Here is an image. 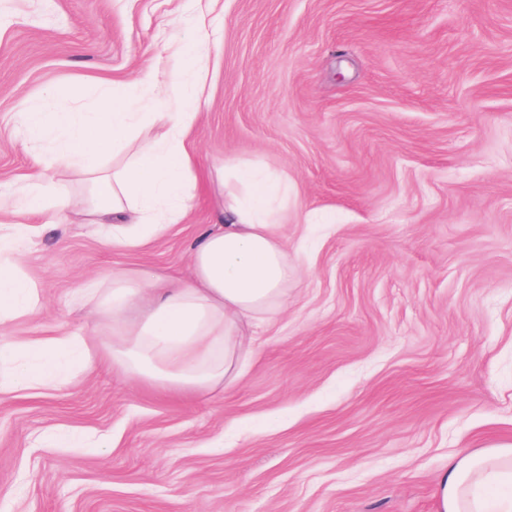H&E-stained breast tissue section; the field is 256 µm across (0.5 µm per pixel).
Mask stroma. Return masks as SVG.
Returning <instances> with one entry per match:
<instances>
[{"instance_id": "stroma-1", "label": "stroma", "mask_w": 512, "mask_h": 512, "mask_svg": "<svg viewBox=\"0 0 512 512\" xmlns=\"http://www.w3.org/2000/svg\"><path fill=\"white\" fill-rule=\"evenodd\" d=\"M188 66L186 220L128 252L35 216L13 335L89 334L80 276H187L225 157L287 177L301 274L225 392L105 364L0 398V512H436L449 456L512 445V0H0V200L50 155L19 113L149 112Z\"/></svg>"}]
</instances>
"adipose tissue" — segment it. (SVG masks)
<instances>
[{
    "label": "adipose tissue",
    "instance_id": "1",
    "mask_svg": "<svg viewBox=\"0 0 512 512\" xmlns=\"http://www.w3.org/2000/svg\"><path fill=\"white\" fill-rule=\"evenodd\" d=\"M197 119L186 104L162 100L155 111L141 112L132 96L115 93L96 112H26L19 121L28 140L53 143V164L88 175L91 191L80 211L102 243L134 249L187 217L194 157L186 142ZM114 145L126 159L111 170L100 151ZM223 172L244 192L225 199L214 229L200 236L188 258L189 280L115 270L74 288V301L92 315L89 339L9 333L17 320L42 310L18 244L37 232L27 218L45 209V173L22 176L24 205L0 210L8 217L0 224V396L55 387L58 357L71 352L83 368L109 361L130 380L164 393L207 394L236 384L249 354L241 324L280 310L298 267L288 258L276 209L287 183L249 163L225 161ZM507 474L512 445L449 456L437 477L438 512H489L479 489Z\"/></svg>",
    "mask_w": 512,
    "mask_h": 512
}]
</instances>
